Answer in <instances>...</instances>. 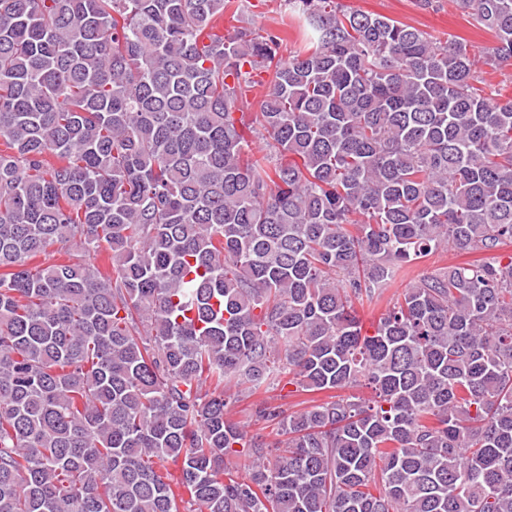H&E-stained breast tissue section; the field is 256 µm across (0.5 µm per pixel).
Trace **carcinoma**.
I'll use <instances>...</instances> for the list:
<instances>
[{
    "label": "carcinoma",
    "mask_w": 512,
    "mask_h": 512,
    "mask_svg": "<svg viewBox=\"0 0 512 512\" xmlns=\"http://www.w3.org/2000/svg\"><path fill=\"white\" fill-rule=\"evenodd\" d=\"M454 2L511 69L512 0ZM239 9L0 0V512H512V254L355 307L512 243V96L338 0H280L286 61ZM246 383L327 399L256 404L270 442ZM471 258L470 255L460 254L453 249L445 248L421 262L414 263L410 267L408 275L388 287L377 302H372L371 304L364 302L363 306H357L359 315L364 321L365 328L368 329L369 332H372V328L370 327L371 323L376 322L381 314L385 312L392 298H396L397 295L402 293V291L413 282L436 273L441 268L462 264ZM293 391V392H292ZM229 400L226 407V418L233 423L244 426L250 433H255L259 429V425H255L252 414L254 412L255 404L261 400H267L275 406H279L281 410L286 413H292L303 408L309 399L310 395L306 392H295V386L287 385L281 390V386L275 389L270 388L268 392H261L247 396Z\"/></svg>",
    "instance_id": "cac0c4a2"
}]
</instances>
